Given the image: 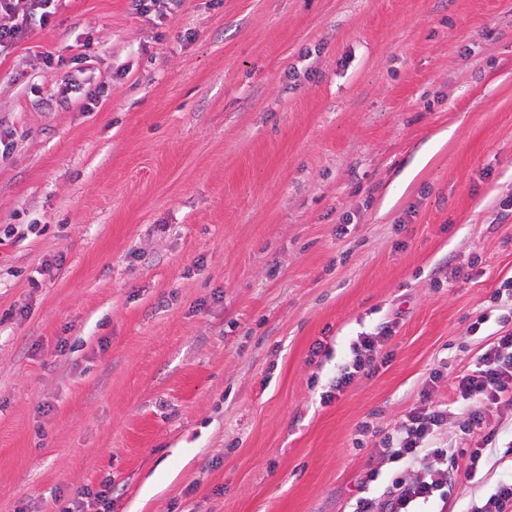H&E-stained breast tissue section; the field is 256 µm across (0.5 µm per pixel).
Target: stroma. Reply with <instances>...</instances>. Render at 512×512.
Wrapping results in <instances>:
<instances>
[{"label":"stroma","mask_w":512,"mask_h":512,"mask_svg":"<svg viewBox=\"0 0 512 512\" xmlns=\"http://www.w3.org/2000/svg\"><path fill=\"white\" fill-rule=\"evenodd\" d=\"M0 139V512H351L426 400L445 512L512 477L449 384L512 329V0H60ZM172 1L176 3H171ZM134 9L141 14H154L157 25H163L169 17L172 8L170 5H177L180 0H133ZM394 331L387 325L377 334L359 336L349 345L350 363L343 368L332 384V391L326 392L322 400H331L342 394L359 374H369L376 369V357L383 344L391 337ZM329 393V394H328ZM112 494V487L110 484L103 485V488L96 490L95 492L92 489L87 488L81 493V497L78 500L73 501L71 504L72 507L68 506L64 510L65 512H84L82 510L84 508L85 502L83 498L89 499L93 497V501L102 506L103 512H109L112 504V498L110 495Z\"/></svg>","instance_id":"1"}]
</instances>
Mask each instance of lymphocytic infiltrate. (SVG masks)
<instances>
[{"mask_svg": "<svg viewBox=\"0 0 512 512\" xmlns=\"http://www.w3.org/2000/svg\"><path fill=\"white\" fill-rule=\"evenodd\" d=\"M57 0H0V14L7 24L0 26V56L8 54L25 40L34 26H47L56 10ZM391 327L381 332L357 337L349 345L350 363L336 376L332 390L343 393L357 375L376 368V357L391 337ZM456 389L462 397L479 401L477 409L468 411L462 424L463 434L477 437L478 443L469 453L466 477H474L486 465V449L496 447L498 431L489 419V406L512 403V331L500 335L481 354L471 373L460 376ZM448 423V409L430 402L412 408L401 428L385 436L384 453L395 469L388 479L379 471L367 472L364 484L377 481L384 487L379 494L356 498L353 512H414L417 505L445 496L452 458L450 448L438 440L440 430ZM424 457L425 466L418 475L405 469L407 461Z\"/></svg>", "mask_w": 512, "mask_h": 512, "instance_id": "1", "label": "lymphocytic infiltrate"}]
</instances>
